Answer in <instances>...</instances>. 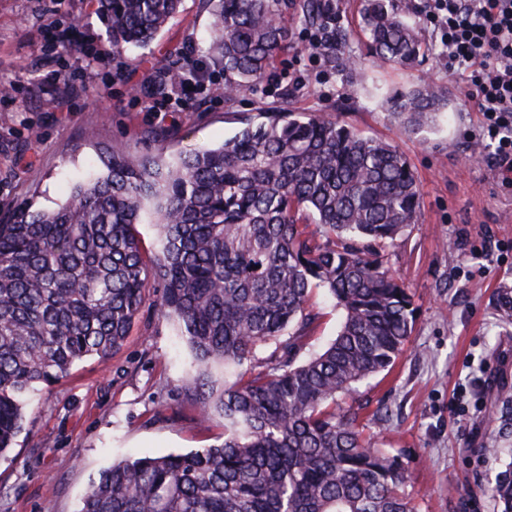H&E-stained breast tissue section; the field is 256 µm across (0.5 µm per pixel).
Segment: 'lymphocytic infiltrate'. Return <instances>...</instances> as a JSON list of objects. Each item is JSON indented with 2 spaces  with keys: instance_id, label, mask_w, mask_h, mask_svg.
Wrapping results in <instances>:
<instances>
[{
  "instance_id": "lymphocytic-infiltrate-1",
  "label": "lymphocytic infiltrate",
  "mask_w": 512,
  "mask_h": 512,
  "mask_svg": "<svg viewBox=\"0 0 512 512\" xmlns=\"http://www.w3.org/2000/svg\"><path fill=\"white\" fill-rule=\"evenodd\" d=\"M424 11L444 32L449 68L467 70V95L512 182V0H425Z\"/></svg>"
}]
</instances>
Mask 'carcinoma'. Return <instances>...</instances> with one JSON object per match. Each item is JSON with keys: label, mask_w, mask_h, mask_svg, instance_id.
Instances as JSON below:
<instances>
[{"label": "carcinoma", "mask_w": 512, "mask_h": 512, "mask_svg": "<svg viewBox=\"0 0 512 512\" xmlns=\"http://www.w3.org/2000/svg\"><path fill=\"white\" fill-rule=\"evenodd\" d=\"M182 0H97L120 57L146 47ZM208 54L224 70V99L252 92L285 48L281 0H208ZM327 23L323 0H304ZM369 56L401 66L421 52L416 27L367 0ZM175 68L153 81L161 96ZM411 133L429 127L442 92L390 99ZM104 171L75 176L66 203L0 224V456L24 429V396L105 361L122 346L146 289L179 325L195 359L199 417L224 421V442L184 454L112 463L91 481L79 512H415L397 458L363 436L336 396L391 368L414 328L407 286L380 252L416 223L417 179L399 149L325 116L284 110L248 121L219 148L157 161L99 150ZM154 200L160 248L145 261L135 233ZM305 212L320 242L298 224ZM323 288L342 310L335 338L299 358ZM272 347L268 356L259 350ZM226 375L215 385L211 368ZM512 512V463L491 487Z\"/></svg>", "instance_id": "carcinoma-1"}]
</instances>
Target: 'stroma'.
I'll use <instances>...</instances> for the list:
<instances>
[{
    "label": "stroma",
    "instance_id": "1",
    "mask_svg": "<svg viewBox=\"0 0 512 512\" xmlns=\"http://www.w3.org/2000/svg\"><path fill=\"white\" fill-rule=\"evenodd\" d=\"M288 0V47L255 90L224 102L223 74L207 54L214 16L207 0L180 13L145 48L112 52L95 0H0V223L21 210H53L97 151H130L160 165L200 146L217 147L245 120L278 107L320 113L397 145L420 186V215L383 252L409 288L415 329L391 369L360 383L339 404L358 411L367 433L399 457L417 512H496L486 491L512 462V185L497 176L496 144L465 95L461 75L440 56V35L422 0H389L415 22L426 52L415 65L369 68L364 0H331L347 38L340 67L308 49L314 35ZM192 50L205 71L153 111L148 87ZM85 66L81 88L59 109L56 74ZM442 89L446 107L425 132L391 119L380 91ZM162 290L147 289L120 351L90 358L29 397L25 429L0 456V512H79L92 478L112 462L206 448L224 424L200 421L185 400L193 361L177 323L160 316ZM318 320L310 351L335 336L342 314L323 289L310 293ZM501 448L499 464L480 453Z\"/></svg>",
    "mask_w": 512,
    "mask_h": 512
}]
</instances>
